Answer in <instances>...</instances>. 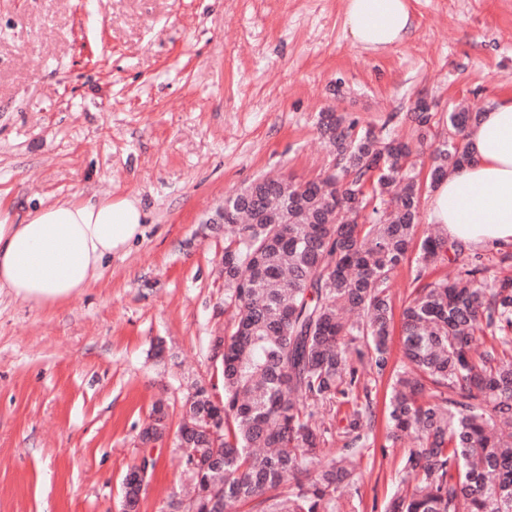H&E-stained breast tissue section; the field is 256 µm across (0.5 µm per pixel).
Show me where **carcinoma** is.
<instances>
[{"mask_svg": "<svg viewBox=\"0 0 512 512\" xmlns=\"http://www.w3.org/2000/svg\"><path fill=\"white\" fill-rule=\"evenodd\" d=\"M480 113L456 108L448 133L418 167L433 115L411 110L418 144L334 112L318 121L331 172L294 182L262 177L224 198L235 210L224 245L219 356L223 395L196 382L188 398L192 481L183 512H327L359 481V448L375 422L355 364L382 376L394 330L392 274L412 261L417 286L401 312L404 365L387 404L386 444L413 431L386 512H512V277L490 278L481 257L454 279L425 281L464 249L417 238L422 190L469 163ZM353 403L341 447H326L331 416ZM292 482L286 496L277 493Z\"/></svg>", "mask_w": 512, "mask_h": 512, "instance_id": "obj_1", "label": "carcinoma"}]
</instances>
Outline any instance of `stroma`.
<instances>
[{
    "mask_svg": "<svg viewBox=\"0 0 512 512\" xmlns=\"http://www.w3.org/2000/svg\"><path fill=\"white\" fill-rule=\"evenodd\" d=\"M410 6V38L373 54L348 37L345 0H0V204L20 220L76 193L134 194L147 212L81 294H0V512H119L152 404L174 430L190 385L222 382L224 232L208 218L260 176H324L320 113L407 139L417 98L439 118L512 94V0ZM399 366L395 352L361 378L376 422L335 512H384L418 445H385ZM153 453L140 512L184 484L177 448Z\"/></svg>",
    "mask_w": 512,
    "mask_h": 512,
    "instance_id": "1",
    "label": "stroma"
}]
</instances>
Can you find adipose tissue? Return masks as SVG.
<instances>
[{
    "instance_id": "adipose-tissue-1",
    "label": "adipose tissue",
    "mask_w": 512,
    "mask_h": 512,
    "mask_svg": "<svg viewBox=\"0 0 512 512\" xmlns=\"http://www.w3.org/2000/svg\"><path fill=\"white\" fill-rule=\"evenodd\" d=\"M344 26L356 45L380 52L403 43L414 18L408 0H346ZM469 148V164L434 189L429 220L468 251L511 245V95L482 114ZM145 217L133 195H75L30 210L20 224L0 207V291L35 306L82 292L140 233Z\"/></svg>"
}]
</instances>
